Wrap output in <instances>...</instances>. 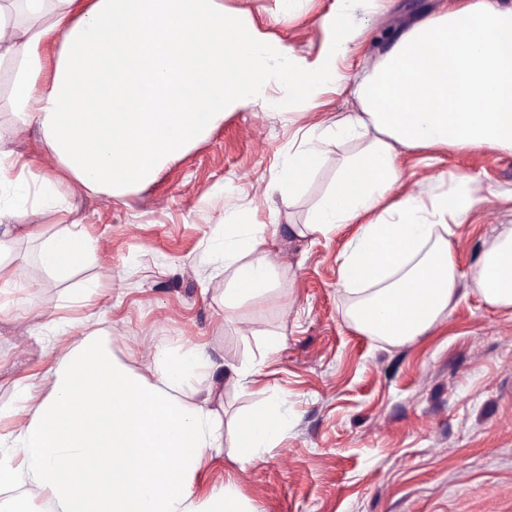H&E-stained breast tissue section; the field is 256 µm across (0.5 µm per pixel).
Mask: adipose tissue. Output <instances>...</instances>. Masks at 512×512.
Masks as SVG:
<instances>
[{"label": "adipose tissue", "mask_w": 512, "mask_h": 512, "mask_svg": "<svg viewBox=\"0 0 512 512\" xmlns=\"http://www.w3.org/2000/svg\"><path fill=\"white\" fill-rule=\"evenodd\" d=\"M391 0H333L318 24L326 40L310 62L275 48L222 0H0V109L36 126L50 170L0 132V282L13 246H36L42 271L67 284L68 302L94 307L96 281L74 271L97 259V241L73 218L70 187L120 199L153 182L224 120V110L287 77L299 97L343 90L342 64ZM279 58L272 70L271 58ZM354 93L360 109L331 112L290 153L280 187L295 193L326 163V143L358 142L312 208L304 233H355L338 256L346 317L361 333L400 346L425 335L459 295L456 227L485 203L475 177L423 199L404 187L401 150L512 154V0H439L435 10L367 58ZM58 215L47 235L31 214ZM215 273L235 270L231 311L270 285L263 227L229 213ZM471 288L512 311V226L484 244ZM39 383L19 381L0 433V493L25 489L46 512H245L221 490L199 500L193 479L220 453L212 365L205 352L159 350L149 374L114 357L102 328L53 347ZM288 428L274 405L240 424L241 463L262 460Z\"/></svg>", "instance_id": "ef3b65f1"}]
</instances>
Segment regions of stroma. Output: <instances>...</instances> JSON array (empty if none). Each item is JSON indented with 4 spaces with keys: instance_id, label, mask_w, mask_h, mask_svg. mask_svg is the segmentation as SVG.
<instances>
[{
    "instance_id": "35a3bbf8",
    "label": "stroma",
    "mask_w": 512,
    "mask_h": 512,
    "mask_svg": "<svg viewBox=\"0 0 512 512\" xmlns=\"http://www.w3.org/2000/svg\"><path fill=\"white\" fill-rule=\"evenodd\" d=\"M223 2L297 57L313 59L324 45L317 18L331 0H308L297 17L278 12L277 0ZM435 4L392 0L346 63L347 91L300 102L287 117L271 102L295 89L276 79L123 199L64 192L98 241L97 262L78 277L104 290L99 308L114 355L140 373L164 347H201L213 362L224 450L199 470L196 498L228 488L246 512H512V312L470 291L485 241L512 225V154L451 152L437 162L401 154L405 183L422 198L448 190L457 174L496 193L452 239L459 299L426 335L401 347L343 316L351 297L339 284L337 258L353 227L326 238L296 231L350 145L327 144L326 165L298 193L276 187L295 130L322 113L356 108L349 89L365 58ZM230 209L264 225L274 258L270 290L233 311L224 308L233 270L211 275L212 246ZM63 296L37 265L33 244L19 243L12 281L0 287V302L10 305L0 314V407L14 405L17 381L52 364L22 317ZM273 340L278 351L270 356ZM244 367L254 376L241 378ZM278 402L290 412L286 436L263 460L241 465L239 420Z\"/></svg>"
}]
</instances>
